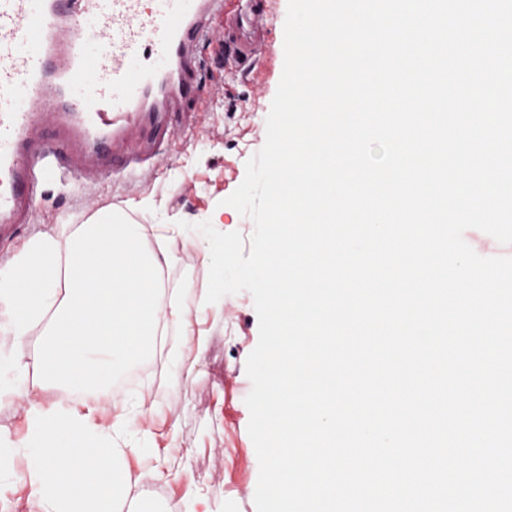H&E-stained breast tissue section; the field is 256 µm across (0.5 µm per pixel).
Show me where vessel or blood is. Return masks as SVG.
<instances>
[{
    "label": "vessel or blood",
    "mask_w": 512,
    "mask_h": 512,
    "mask_svg": "<svg viewBox=\"0 0 512 512\" xmlns=\"http://www.w3.org/2000/svg\"><path fill=\"white\" fill-rule=\"evenodd\" d=\"M152 2L0 0V224L27 223L46 168L94 180L155 159L176 136L172 116L193 112L224 0ZM265 22L258 0L236 15L238 64L261 55ZM93 38L106 44L94 57Z\"/></svg>",
    "instance_id": "vessel-or-blood-1"
}]
</instances>
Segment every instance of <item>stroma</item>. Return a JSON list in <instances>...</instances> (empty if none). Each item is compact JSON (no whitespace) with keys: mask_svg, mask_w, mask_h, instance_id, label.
<instances>
[{"mask_svg":"<svg viewBox=\"0 0 512 512\" xmlns=\"http://www.w3.org/2000/svg\"><path fill=\"white\" fill-rule=\"evenodd\" d=\"M268 33L253 69L233 72L225 45L204 46L199 75L203 94L189 129L178 132L157 169L137 180L105 173L92 188L55 169L40 178L33 221L14 232L0 230V266L41 234L67 247L73 229L98 210L129 213L152 249H165L166 293L192 310V341L170 329L163 354L149 352L117 378L127 411L139 415L132 441L139 456L118 461L129 474L123 512H256L259 464L248 433L251 390L246 360L259 339L253 297L243 291L206 303L210 249L180 221L219 219V232L250 238L253 222L223 201L242 183L246 162L266 140V118L281 78L287 0H267ZM143 202L129 212L133 202ZM0 512H41L24 456L0 462Z\"/></svg>","mask_w":512,"mask_h":512,"instance_id":"obj_1","label":"stroma"}]
</instances>
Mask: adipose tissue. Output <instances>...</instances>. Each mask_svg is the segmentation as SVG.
<instances>
[{
    "label": "adipose tissue",
    "mask_w": 512,
    "mask_h": 512,
    "mask_svg": "<svg viewBox=\"0 0 512 512\" xmlns=\"http://www.w3.org/2000/svg\"><path fill=\"white\" fill-rule=\"evenodd\" d=\"M162 260L140 225L104 210L74 230L67 250L35 239L0 268V346L21 348L32 324L52 313L49 338L28 368L46 386L123 405L117 376L169 327L190 325L189 306L164 295ZM29 415L32 432L20 445L42 512H119L125 487L112 438L134 415L123 411L99 423L39 403Z\"/></svg>",
    "instance_id": "obj_1"
}]
</instances>
